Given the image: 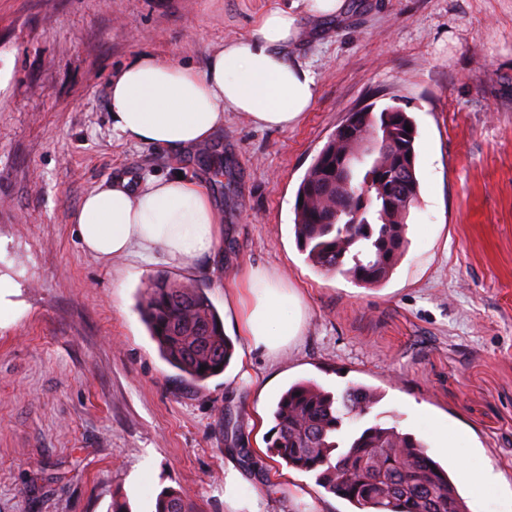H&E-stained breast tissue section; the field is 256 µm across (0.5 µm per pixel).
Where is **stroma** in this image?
Masks as SVG:
<instances>
[{"label":"stroma","mask_w":512,"mask_h":512,"mask_svg":"<svg viewBox=\"0 0 512 512\" xmlns=\"http://www.w3.org/2000/svg\"><path fill=\"white\" fill-rule=\"evenodd\" d=\"M291 0H0V512H152L165 488L229 512L240 473L260 512H352L313 474L270 457L272 407L288 386L361 382L380 422L426 441L451 467L492 468L461 487L470 512H512V0H347L302 19L293 53L316 77L293 126L240 113L208 148L181 155L112 130L108 83L146 54L204 70ZM413 116L419 198L389 280L363 287L314 269L293 232L298 186L347 113ZM206 177L224 215L214 258L104 263L72 222L82 197L121 176ZM262 264L303 298L279 357L237 334L225 283ZM204 288L234 344L224 374L181 382L137 311L149 280ZM250 361L259 382L240 377ZM463 434L456 455L440 428ZM250 449L247 465L240 454Z\"/></svg>","instance_id":"1"}]
</instances>
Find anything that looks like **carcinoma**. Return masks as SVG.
I'll return each instance as SVG.
<instances>
[{
    "label": "carcinoma",
    "instance_id": "cac0c4a2",
    "mask_svg": "<svg viewBox=\"0 0 512 512\" xmlns=\"http://www.w3.org/2000/svg\"><path fill=\"white\" fill-rule=\"evenodd\" d=\"M389 113L397 115L401 126H411L404 138L392 137ZM358 120L372 147L334 136L327 140L298 186L303 202H295L294 232L312 267L375 287L405 254L407 218L419 196L417 125L393 105L378 113L367 107ZM402 144L410 161L383 185L398 193L410 189L400 209L371 203L356 224L345 213L336 215L340 197L328 159L347 158L352 176L363 178L386 166L388 152ZM139 311L163 359L190 382L201 384L224 373L234 348L204 289L159 275L147 285ZM380 400L377 389L363 383L335 394L311 381L294 382L274 404L270 453L292 469L314 474L321 487L348 501L355 512H469L448 469L427 453L421 439L379 421L348 428ZM339 463L350 475L339 472ZM154 512H198V507L168 489L157 496Z\"/></svg>",
    "mask_w": 512,
    "mask_h": 512
}]
</instances>
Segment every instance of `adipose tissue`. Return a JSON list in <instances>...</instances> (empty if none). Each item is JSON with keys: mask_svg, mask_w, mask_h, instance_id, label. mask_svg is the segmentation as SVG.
<instances>
[{"mask_svg": "<svg viewBox=\"0 0 512 512\" xmlns=\"http://www.w3.org/2000/svg\"><path fill=\"white\" fill-rule=\"evenodd\" d=\"M345 0H293L274 9L252 34L211 53L205 71L144 55L113 74L108 89L112 130L135 143L184 151L203 145L224 125V113H243L258 128L297 123L312 105L316 79L288 57L300 33L299 16L331 18ZM85 252L178 265L214 255L223 233L215 204L191 177L146 181L130 189L115 178L87 193L72 215ZM240 310L238 334L250 346L285 351L302 326L301 299L276 272L243 269L230 290Z\"/></svg>", "mask_w": 512, "mask_h": 512, "instance_id": "ef3b65f1", "label": "adipose tissue"}]
</instances>
